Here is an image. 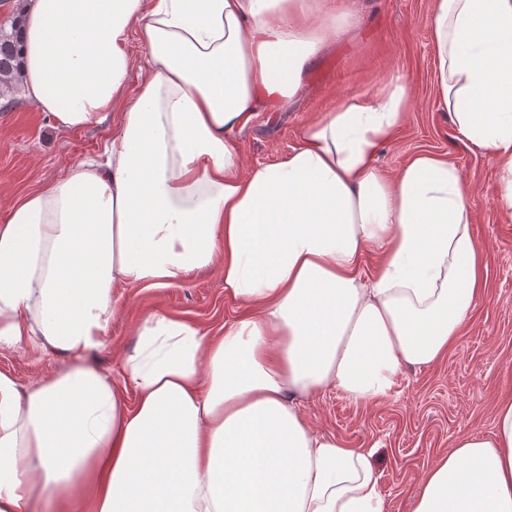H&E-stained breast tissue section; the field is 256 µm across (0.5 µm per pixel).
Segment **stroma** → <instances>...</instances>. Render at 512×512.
Wrapping results in <instances>:
<instances>
[{
  "mask_svg": "<svg viewBox=\"0 0 512 512\" xmlns=\"http://www.w3.org/2000/svg\"><path fill=\"white\" fill-rule=\"evenodd\" d=\"M360 3L350 31L314 60L288 105L259 112L236 139L249 164L273 163L297 146L313 119L380 88L403 85L411 106L395 139L379 149L377 165L393 174L418 151L444 152L470 186L472 231L484 249L488 288L447 356L428 368L405 367L388 395L373 402H356L330 389L300 404L316 433L372 450L386 512H411L413 494L436 460L462 435L490 434L495 406L512 399V219L502 210L493 160L458 139L438 104L431 0ZM123 110L119 100L106 123L61 130L21 95L0 104V219L13 200L101 153ZM114 299L112 324L93 359L117 384L151 310L185 318L211 334L245 310L225 297L224 278L216 271L196 273L178 287L119 288ZM68 364L67 358L29 344L0 346V371L25 386Z\"/></svg>",
  "mask_w": 512,
  "mask_h": 512,
  "instance_id": "stroma-1",
  "label": "stroma"
}]
</instances>
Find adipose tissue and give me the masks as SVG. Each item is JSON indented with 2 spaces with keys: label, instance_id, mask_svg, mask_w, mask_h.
<instances>
[{
  "label": "adipose tissue",
  "instance_id": "1",
  "mask_svg": "<svg viewBox=\"0 0 512 512\" xmlns=\"http://www.w3.org/2000/svg\"><path fill=\"white\" fill-rule=\"evenodd\" d=\"M23 16L31 108L81 129L126 104L99 158L0 224V346L70 360L32 386L0 372V512H385L371 450L317 435L299 404L386 396L403 366L447 354L486 288L457 166L373 163L408 89L340 105L251 166L234 132L289 102L347 32L336 0H24ZM430 28L439 104L493 157L511 214L512 0H433ZM134 34L147 73L131 94ZM211 269L248 306L223 332L153 312L123 386L86 362L114 289ZM413 512H512V400L427 471Z\"/></svg>",
  "mask_w": 512,
  "mask_h": 512
}]
</instances>
